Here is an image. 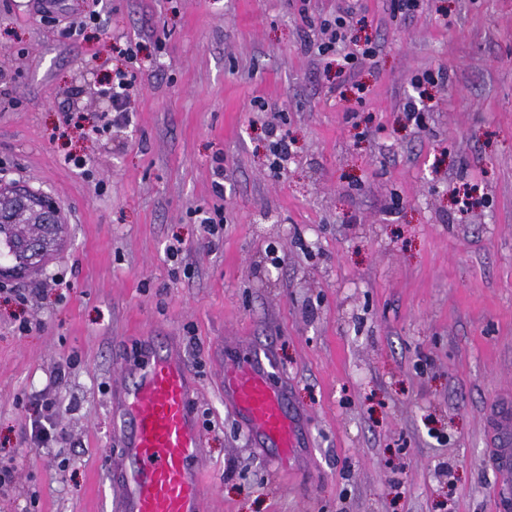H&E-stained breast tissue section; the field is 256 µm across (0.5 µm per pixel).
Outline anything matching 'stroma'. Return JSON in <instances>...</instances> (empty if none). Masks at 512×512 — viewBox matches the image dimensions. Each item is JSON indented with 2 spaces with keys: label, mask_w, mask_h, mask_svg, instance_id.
<instances>
[{
  "label": "stroma",
  "mask_w": 512,
  "mask_h": 512,
  "mask_svg": "<svg viewBox=\"0 0 512 512\" xmlns=\"http://www.w3.org/2000/svg\"><path fill=\"white\" fill-rule=\"evenodd\" d=\"M341 4L58 0L59 17L96 15L69 38L36 0H0L18 101L0 180L64 218L42 267L0 273L31 295L0 294V452L17 466L0 512H107L111 389L145 336L195 378L205 512H498L484 422L512 397V0H359L350 34L375 55L347 77L317 50ZM119 40L138 50L133 110L95 135ZM218 209L209 243L199 216ZM25 317L41 329L19 333ZM238 350L270 355L303 423L288 465L224 402Z\"/></svg>",
  "instance_id": "obj_1"
}]
</instances>
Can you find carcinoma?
I'll return each mask as SVG.
<instances>
[{
    "instance_id": "cac0c4a2",
    "label": "carcinoma",
    "mask_w": 512,
    "mask_h": 512,
    "mask_svg": "<svg viewBox=\"0 0 512 512\" xmlns=\"http://www.w3.org/2000/svg\"><path fill=\"white\" fill-rule=\"evenodd\" d=\"M60 219L51 198L14 186L0 187V259L37 267L49 254Z\"/></svg>"
}]
</instances>
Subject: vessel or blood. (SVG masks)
Wrapping results in <instances>:
<instances>
[{
	"label": "vessel or blood",
	"mask_w": 512,
	"mask_h": 512,
	"mask_svg": "<svg viewBox=\"0 0 512 512\" xmlns=\"http://www.w3.org/2000/svg\"><path fill=\"white\" fill-rule=\"evenodd\" d=\"M114 420L123 429L119 462L108 465L115 512H202L199 422L195 382L176 347L153 354L119 386ZM224 400L241 416L255 443L279 464L302 445L299 422L284 407L259 354L224 364ZM490 463L505 476L497 492L512 512V401H494L486 415Z\"/></svg>",
	"instance_id": "obj_1"
}]
</instances>
